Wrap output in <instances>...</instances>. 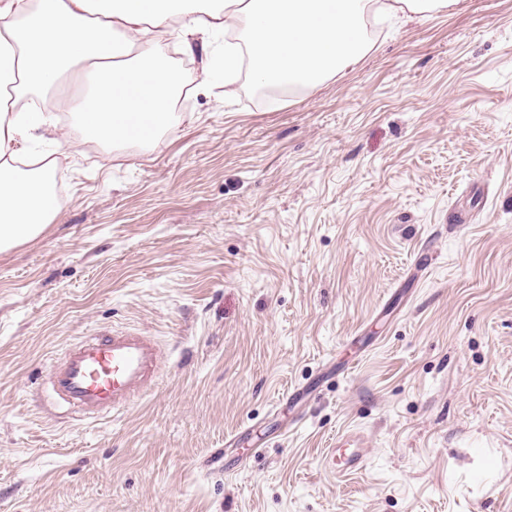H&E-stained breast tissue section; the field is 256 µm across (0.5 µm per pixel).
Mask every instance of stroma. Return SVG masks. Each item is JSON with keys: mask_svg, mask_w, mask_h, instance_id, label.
<instances>
[{"mask_svg": "<svg viewBox=\"0 0 512 512\" xmlns=\"http://www.w3.org/2000/svg\"><path fill=\"white\" fill-rule=\"evenodd\" d=\"M169 61L148 152L34 94L64 208L0 253V512H512V0L376 35L275 111L203 49ZM103 328L168 360L118 420L69 421L46 366ZM364 447V438L358 432L341 434L336 437L335 448L329 450L326 463L336 476L348 477L361 467L363 456L359 448Z\"/></svg>", "mask_w": 512, "mask_h": 512, "instance_id": "stroma-1", "label": "stroma"}]
</instances>
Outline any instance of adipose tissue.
Returning a JSON list of instances; mask_svg holds the SVG:
<instances>
[{
    "mask_svg": "<svg viewBox=\"0 0 512 512\" xmlns=\"http://www.w3.org/2000/svg\"><path fill=\"white\" fill-rule=\"evenodd\" d=\"M455 0H0V253L43 233L61 213L55 161L18 165L30 143L54 135L44 113L19 106L31 89L55 85L88 62L90 87L68 100L86 142L149 146L167 130L182 76L163 58L172 42L220 45L224 93L240 72L284 95L313 89L371 49L368 23L394 28L447 12Z\"/></svg>",
    "mask_w": 512,
    "mask_h": 512,
    "instance_id": "obj_1",
    "label": "adipose tissue"
}]
</instances>
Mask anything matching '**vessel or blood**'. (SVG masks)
Listing matches in <instances>:
<instances>
[{
	"label": "vessel or blood",
	"mask_w": 512,
	"mask_h": 512,
	"mask_svg": "<svg viewBox=\"0 0 512 512\" xmlns=\"http://www.w3.org/2000/svg\"><path fill=\"white\" fill-rule=\"evenodd\" d=\"M164 351L152 337L138 333L97 335L70 345L51 360L46 375L51 405L80 417L115 414L138 401L159 378ZM361 434L337 436L326 456L337 476L347 477L362 464Z\"/></svg>",
	"instance_id": "obj_1"
}]
</instances>
